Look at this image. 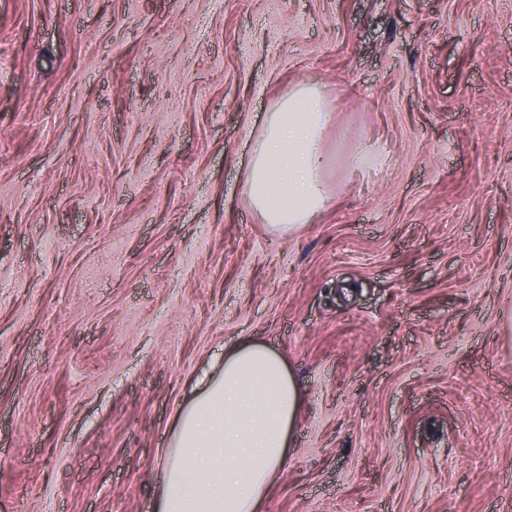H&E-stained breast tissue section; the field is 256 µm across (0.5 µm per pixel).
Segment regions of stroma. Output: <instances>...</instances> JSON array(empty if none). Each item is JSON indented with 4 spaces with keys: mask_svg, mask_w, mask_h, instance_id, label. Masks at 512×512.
Instances as JSON below:
<instances>
[{
    "mask_svg": "<svg viewBox=\"0 0 512 512\" xmlns=\"http://www.w3.org/2000/svg\"><path fill=\"white\" fill-rule=\"evenodd\" d=\"M302 83L282 236L248 137ZM510 312L512 0H0V512H156L248 338L304 392L260 512H512ZM332 116L329 99L312 84L292 87L266 112L252 141L246 199L272 232L311 223L330 202L321 144Z\"/></svg>",
    "mask_w": 512,
    "mask_h": 512,
    "instance_id": "obj_1",
    "label": "stroma"
}]
</instances>
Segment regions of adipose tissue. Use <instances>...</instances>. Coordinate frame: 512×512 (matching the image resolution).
I'll return each instance as SVG.
<instances>
[{
    "label": "adipose tissue",
    "mask_w": 512,
    "mask_h": 512,
    "mask_svg": "<svg viewBox=\"0 0 512 512\" xmlns=\"http://www.w3.org/2000/svg\"><path fill=\"white\" fill-rule=\"evenodd\" d=\"M332 108L312 84L292 87L252 141L247 202L287 234L328 205L322 137ZM302 391L282 355L245 339L227 348L205 386L176 416L157 512H258L288 458Z\"/></svg>",
    "instance_id": "1"
}]
</instances>
